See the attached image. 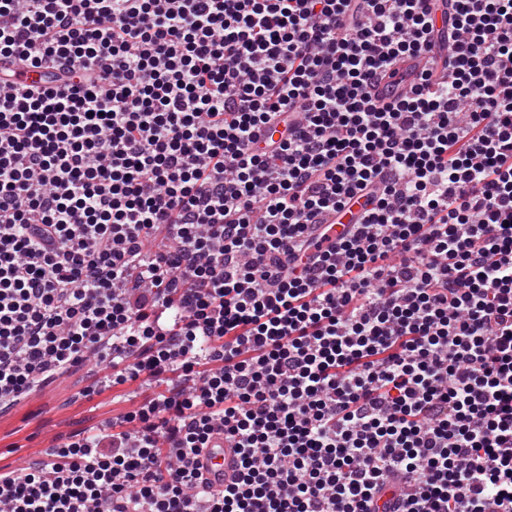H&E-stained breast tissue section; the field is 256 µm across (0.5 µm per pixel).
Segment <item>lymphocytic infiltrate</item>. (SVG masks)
<instances>
[{"label": "lymphocytic infiltrate", "mask_w": 512, "mask_h": 512, "mask_svg": "<svg viewBox=\"0 0 512 512\" xmlns=\"http://www.w3.org/2000/svg\"><path fill=\"white\" fill-rule=\"evenodd\" d=\"M439 8L0 0V414L163 386L0 512H512V0ZM428 65V56L426 54L412 56L410 58L401 60L396 66L398 74L394 78L391 80L384 78L375 85L372 91L374 98L378 99L381 103L392 102V97L388 92V88L391 82L398 83L403 81L407 84L413 80L420 72L427 68ZM202 450L198 456V466H200L204 476L216 488H222L224 485L233 482L237 475V456L235 448H228L224 443L223 435L215 436L211 447Z\"/></svg>", "instance_id": "obj_1"}]
</instances>
